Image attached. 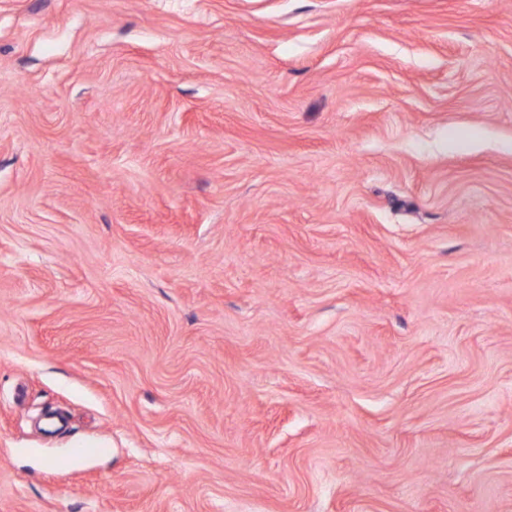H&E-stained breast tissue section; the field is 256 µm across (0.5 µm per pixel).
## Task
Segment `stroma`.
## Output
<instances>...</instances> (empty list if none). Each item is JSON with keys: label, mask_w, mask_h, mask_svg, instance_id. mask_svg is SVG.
<instances>
[{"label": "stroma", "mask_w": 512, "mask_h": 512, "mask_svg": "<svg viewBox=\"0 0 512 512\" xmlns=\"http://www.w3.org/2000/svg\"><path fill=\"white\" fill-rule=\"evenodd\" d=\"M0 512H512V0H0Z\"/></svg>", "instance_id": "obj_1"}]
</instances>
